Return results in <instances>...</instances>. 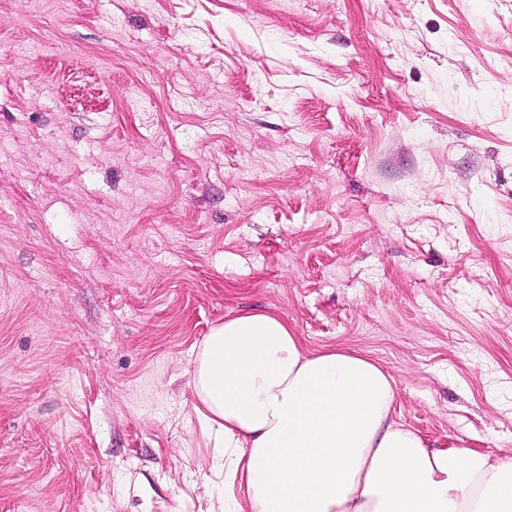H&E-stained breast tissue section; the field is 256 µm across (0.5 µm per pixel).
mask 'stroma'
<instances>
[{
    "mask_svg": "<svg viewBox=\"0 0 512 512\" xmlns=\"http://www.w3.org/2000/svg\"><path fill=\"white\" fill-rule=\"evenodd\" d=\"M247 311L512 455V0H0V512L247 506L192 387Z\"/></svg>",
    "mask_w": 512,
    "mask_h": 512,
    "instance_id": "35a3bbf8",
    "label": "stroma"
}]
</instances>
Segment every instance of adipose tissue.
Returning <instances> with one entry per match:
<instances>
[{
	"mask_svg": "<svg viewBox=\"0 0 512 512\" xmlns=\"http://www.w3.org/2000/svg\"><path fill=\"white\" fill-rule=\"evenodd\" d=\"M194 387L250 512H512V456L430 442L396 417L379 363L305 350L275 315L213 328Z\"/></svg>",
	"mask_w": 512,
	"mask_h": 512,
	"instance_id": "1",
	"label": "adipose tissue"
}]
</instances>
